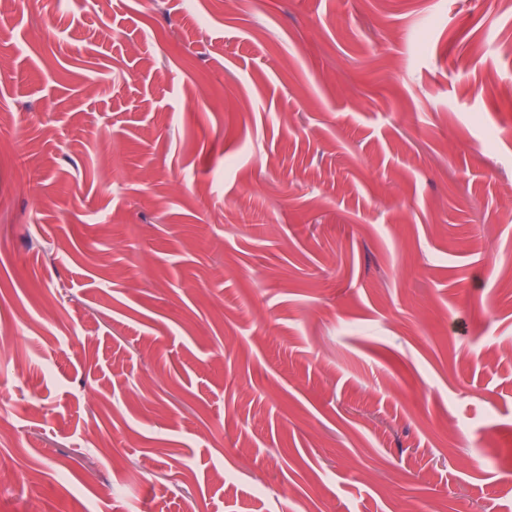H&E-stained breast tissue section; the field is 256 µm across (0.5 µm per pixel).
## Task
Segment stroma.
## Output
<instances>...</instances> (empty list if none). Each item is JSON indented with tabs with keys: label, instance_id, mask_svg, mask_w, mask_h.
<instances>
[{
	"label": "stroma",
	"instance_id": "stroma-1",
	"mask_svg": "<svg viewBox=\"0 0 512 512\" xmlns=\"http://www.w3.org/2000/svg\"><path fill=\"white\" fill-rule=\"evenodd\" d=\"M512 0L0 9V512H512Z\"/></svg>",
	"mask_w": 512,
	"mask_h": 512
}]
</instances>
